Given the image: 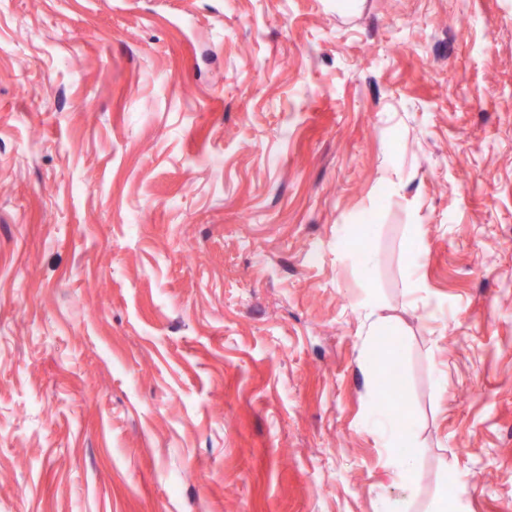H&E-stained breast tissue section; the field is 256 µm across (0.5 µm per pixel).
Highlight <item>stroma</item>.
Listing matches in <instances>:
<instances>
[{"label":"stroma","mask_w":512,"mask_h":512,"mask_svg":"<svg viewBox=\"0 0 512 512\" xmlns=\"http://www.w3.org/2000/svg\"><path fill=\"white\" fill-rule=\"evenodd\" d=\"M459 480L512 512V0H0V512ZM384 328V321L380 318L371 324L367 331V338L363 344V348L360 351V368L364 371L373 373L376 371L378 364L389 365L392 368V371H395V378L397 382L398 360L393 358L390 347L380 351L382 346L380 339L382 336H386L383 334ZM405 420L395 413H382L373 420V426L377 429L385 441L387 448H402L405 439Z\"/></svg>","instance_id":"obj_1"}]
</instances>
